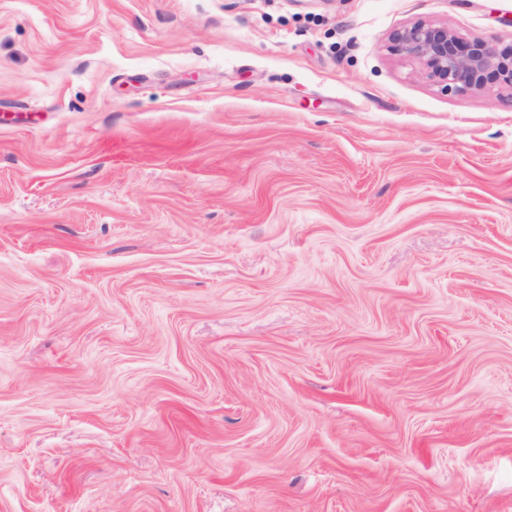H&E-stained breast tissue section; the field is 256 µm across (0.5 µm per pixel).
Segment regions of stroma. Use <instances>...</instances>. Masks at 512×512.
<instances>
[{
	"label": "stroma",
	"mask_w": 512,
	"mask_h": 512,
	"mask_svg": "<svg viewBox=\"0 0 512 512\" xmlns=\"http://www.w3.org/2000/svg\"><path fill=\"white\" fill-rule=\"evenodd\" d=\"M512 0H0V512H512V95L388 37Z\"/></svg>",
	"instance_id": "35a3bbf8"
}]
</instances>
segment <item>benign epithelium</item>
Masks as SVG:
<instances>
[{
	"instance_id": "obj_1",
	"label": "benign epithelium",
	"mask_w": 512,
	"mask_h": 512,
	"mask_svg": "<svg viewBox=\"0 0 512 512\" xmlns=\"http://www.w3.org/2000/svg\"><path fill=\"white\" fill-rule=\"evenodd\" d=\"M390 43L393 51L420 63L426 77L447 92L488 85L512 92V44L460 35L446 25L425 20L398 29Z\"/></svg>"
}]
</instances>
